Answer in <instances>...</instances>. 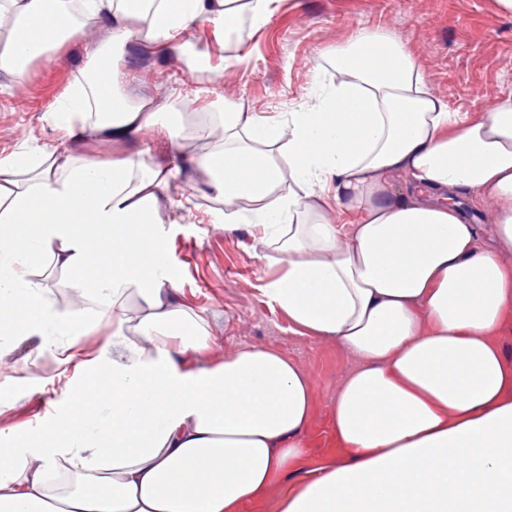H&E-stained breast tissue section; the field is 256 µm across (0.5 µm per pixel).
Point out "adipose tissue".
<instances>
[{
    "instance_id": "adipose-tissue-1",
    "label": "adipose tissue",
    "mask_w": 512,
    "mask_h": 512,
    "mask_svg": "<svg viewBox=\"0 0 512 512\" xmlns=\"http://www.w3.org/2000/svg\"><path fill=\"white\" fill-rule=\"evenodd\" d=\"M279 0H0V72L29 67L91 30L105 45L164 47L196 24L261 28ZM335 82L287 120L225 100L199 139L224 227L259 228L261 293L303 333L338 341L356 366L332 403V441L311 464L316 387L280 351L215 357L206 310L178 302L157 194L179 172L145 155L109 164L54 150L0 160V328L75 336L80 309H54L30 275L89 268L112 352L70 387L36 435L0 429V512H241L291 473L278 512H512V93L469 119L450 109L403 43L359 30L321 53ZM71 140L115 142L179 109L126 93L115 66L62 101ZM287 151L280 170L272 152ZM489 204L483 239L460 196ZM355 215L341 230L336 213ZM139 315L128 319L122 296Z\"/></svg>"
}]
</instances>
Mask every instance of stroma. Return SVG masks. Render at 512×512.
Returning <instances> with one entry per match:
<instances>
[{"label":"stroma","instance_id":"1","mask_svg":"<svg viewBox=\"0 0 512 512\" xmlns=\"http://www.w3.org/2000/svg\"><path fill=\"white\" fill-rule=\"evenodd\" d=\"M362 29L398 37L422 66L432 90L453 110L484 112L512 92V13L504 12L499 0H280L269 22L256 31L243 30L236 45L226 42L220 25L203 22L193 28L187 49L207 52V75L189 73L174 51L130 44L106 49L104 55L113 59L131 95L166 103L170 89H177L190 106L185 124L207 120L226 97L243 111L282 117L307 101L317 81L334 80L330 67L315 70L316 56L344 45ZM239 48L247 58L231 64ZM90 66L86 44L79 41L65 45L51 61L35 62L23 81L0 73V159L20 151L63 152L76 146L103 161L142 150L163 163L209 151V143L191 135L175 143L161 130L130 143L91 138L73 144L56 128L53 113ZM223 72L228 75L224 81L219 78ZM162 232L169 260L181 271L179 298L186 309L207 310L218 351L262 346L287 354L318 388L309 433L329 425V403L355 361L338 342L304 336L286 314L266 304L259 291L267 271L255 257L257 229L225 230L222 200L200 191L190 213L178 223L164 224ZM74 278L49 263L36 271L55 308H82L87 328L75 337L66 363L60 351L42 347L36 337L12 345L0 359V384L10 386L15 398L0 403V427L35 433L68 383L84 378L87 361L111 335L94 302L72 303L65 284Z\"/></svg>","mask_w":512,"mask_h":512}]
</instances>
